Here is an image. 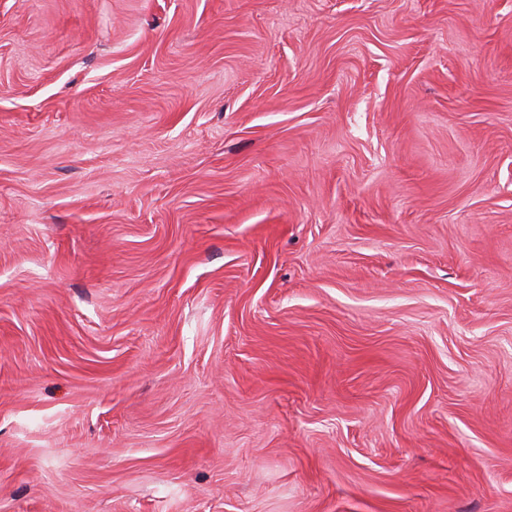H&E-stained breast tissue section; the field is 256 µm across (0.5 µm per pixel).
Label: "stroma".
<instances>
[{"label": "stroma", "instance_id": "obj_1", "mask_svg": "<svg viewBox=\"0 0 512 512\" xmlns=\"http://www.w3.org/2000/svg\"><path fill=\"white\" fill-rule=\"evenodd\" d=\"M0 512H512V0H0Z\"/></svg>", "mask_w": 512, "mask_h": 512}]
</instances>
